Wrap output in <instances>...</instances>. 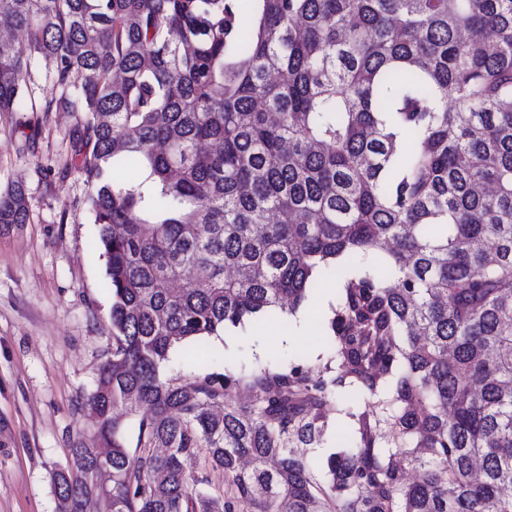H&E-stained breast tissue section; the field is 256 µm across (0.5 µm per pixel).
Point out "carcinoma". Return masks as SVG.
<instances>
[{
  "instance_id": "obj_1",
  "label": "carcinoma",
  "mask_w": 512,
  "mask_h": 512,
  "mask_svg": "<svg viewBox=\"0 0 512 512\" xmlns=\"http://www.w3.org/2000/svg\"><path fill=\"white\" fill-rule=\"evenodd\" d=\"M0 16L28 38L0 39V113L37 111L42 63L51 100L83 114L68 166L112 290L97 444L53 472L62 512L104 491L112 512H512V0H0ZM129 159L138 175L115 178ZM28 220L24 185L0 191V227ZM330 271L334 375L161 374L179 344L295 312ZM337 387L366 410L319 475L295 444ZM202 449L222 497L186 467Z\"/></svg>"
}]
</instances>
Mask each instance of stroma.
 Here are the masks:
<instances>
[{"label":"stroma","instance_id":"35a3bbf8","mask_svg":"<svg viewBox=\"0 0 512 512\" xmlns=\"http://www.w3.org/2000/svg\"><path fill=\"white\" fill-rule=\"evenodd\" d=\"M79 114L60 107L0 115V189L23 182L27 224L0 230V512H59L53 471L75 439L91 440L83 409L112 344V291L88 211L84 176L62 166ZM334 302L323 287L297 316H268L176 346L163 367L183 383L206 373L248 377L302 365L325 373L320 333Z\"/></svg>","mask_w":512,"mask_h":512}]
</instances>
